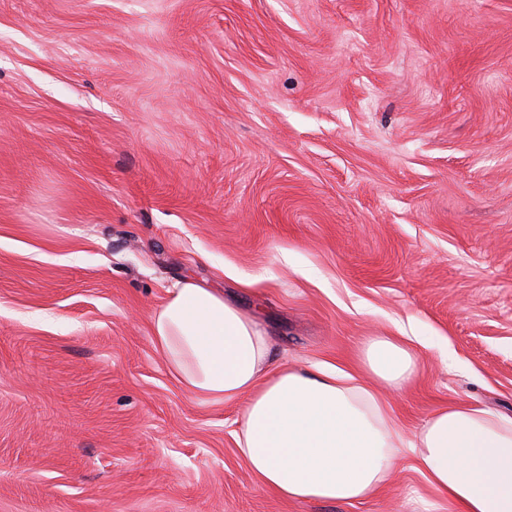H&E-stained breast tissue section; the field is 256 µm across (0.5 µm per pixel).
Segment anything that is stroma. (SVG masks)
<instances>
[{"mask_svg":"<svg viewBox=\"0 0 512 512\" xmlns=\"http://www.w3.org/2000/svg\"><path fill=\"white\" fill-rule=\"evenodd\" d=\"M192 277L277 362L415 337L394 396L512 413V0H0V512H421L264 488L150 315Z\"/></svg>","mask_w":512,"mask_h":512,"instance_id":"stroma-1","label":"stroma"}]
</instances>
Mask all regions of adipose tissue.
Here are the masks:
<instances>
[{
    "mask_svg": "<svg viewBox=\"0 0 512 512\" xmlns=\"http://www.w3.org/2000/svg\"><path fill=\"white\" fill-rule=\"evenodd\" d=\"M151 331L169 372L213 403L241 405L237 446L258 482L309 502L352 503L387 486L406 455L452 512H512V414L460 400L406 440L390 394L415 377L407 336L368 339L362 376L312 364L272 368L255 320L192 279L173 285Z\"/></svg>",
    "mask_w": 512,
    "mask_h": 512,
    "instance_id": "obj_1",
    "label": "adipose tissue"
}]
</instances>
